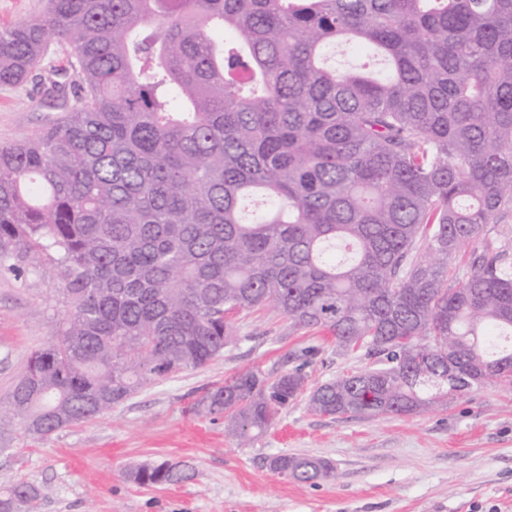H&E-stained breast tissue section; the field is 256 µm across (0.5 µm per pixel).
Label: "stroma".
<instances>
[{
    "mask_svg": "<svg viewBox=\"0 0 512 512\" xmlns=\"http://www.w3.org/2000/svg\"><path fill=\"white\" fill-rule=\"evenodd\" d=\"M32 75L0 85V145L25 141L60 117ZM67 312L54 267L30 259L0 266V398ZM232 340L204 367L143 388L105 416L37 441L20 425L0 448V488L38 486V512H512V388L472 392L448 407L374 420L315 415L305 397L283 409L253 447H239L223 419L195 412L208 390L258 368L303 369L308 386L371 365L325 330H298L270 308L230 317ZM333 462L330 477L299 484L270 457ZM183 461L189 479L141 486L136 468Z\"/></svg>",
    "mask_w": 512,
    "mask_h": 512,
    "instance_id": "35a3bbf8",
    "label": "stroma"
}]
</instances>
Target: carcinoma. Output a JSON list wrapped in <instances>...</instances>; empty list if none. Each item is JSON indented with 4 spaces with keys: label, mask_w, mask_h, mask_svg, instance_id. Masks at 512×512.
Instances as JSON below:
<instances>
[{
    "label": "carcinoma",
    "mask_w": 512,
    "mask_h": 512,
    "mask_svg": "<svg viewBox=\"0 0 512 512\" xmlns=\"http://www.w3.org/2000/svg\"><path fill=\"white\" fill-rule=\"evenodd\" d=\"M52 39L70 50L51 81L64 115L0 145V264L48 260L69 310L0 400L1 442L7 423L46 440L207 365L227 314L266 306L375 359L310 390L315 414L411 416L512 387V235H483L512 214V0H49L0 28V85ZM336 43L385 68H326ZM305 389L299 368L247 370L197 407L249 447ZM39 500L19 481L0 512Z\"/></svg>",
    "instance_id": "obj_1"
}]
</instances>
